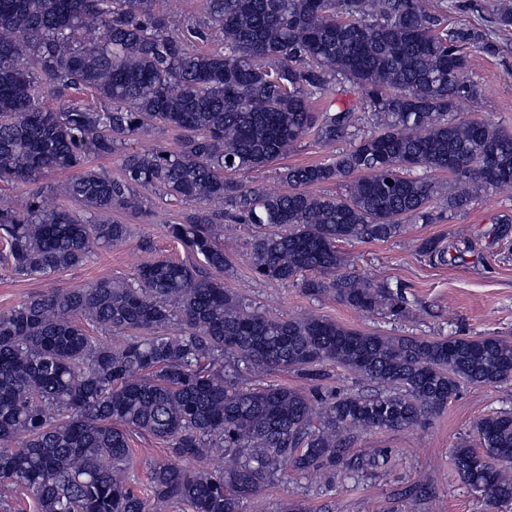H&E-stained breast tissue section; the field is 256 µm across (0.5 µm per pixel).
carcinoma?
<instances>
[{
	"label": "carcinoma",
	"mask_w": 512,
	"mask_h": 512,
	"mask_svg": "<svg viewBox=\"0 0 512 512\" xmlns=\"http://www.w3.org/2000/svg\"><path fill=\"white\" fill-rule=\"evenodd\" d=\"M160 0H0V179L35 182L78 169L64 187L91 217L53 202L54 188L0 198V255L17 274L44 278L77 267L92 249L121 244L129 226L102 216L142 208L157 190L201 207L167 225L201 264L140 263L134 283L99 279L51 289L0 313V488L36 512H243L293 471L329 479L366 475L388 454H357L367 431L424 428L463 383L512 382V342L497 336L423 339L347 329L316 315L276 319L207 275L228 262L216 241L226 221L258 228L257 276L301 280L359 312H407L402 286L346 270L337 243L385 241L404 224H433L430 201L457 213L512 189V132L460 115L476 94L469 54L495 55L480 28L448 27L456 0H204L184 26ZM215 43L202 50L199 43ZM85 89L95 105L41 106V82ZM348 81L358 103L330 101ZM329 99L316 112L311 100ZM374 128L360 132L356 113ZM183 132L177 148H129L158 127ZM349 147L327 161L284 167L289 190L224 181L266 166L307 136ZM121 159L123 177L87 167ZM446 172L448 189L410 171ZM348 178L344 196L307 187ZM183 326L179 334L165 329ZM137 331L120 344L90 336ZM333 362L382 386L316 399L286 384L252 388L243 373L293 370L310 381ZM482 450L453 449L457 472L488 512H512V412L478 420ZM167 443L149 472L150 496L127 481L130 438ZM233 465L210 470L215 452ZM200 463L198 468L185 465Z\"/></svg>",
	"instance_id": "obj_1"
}]
</instances>
